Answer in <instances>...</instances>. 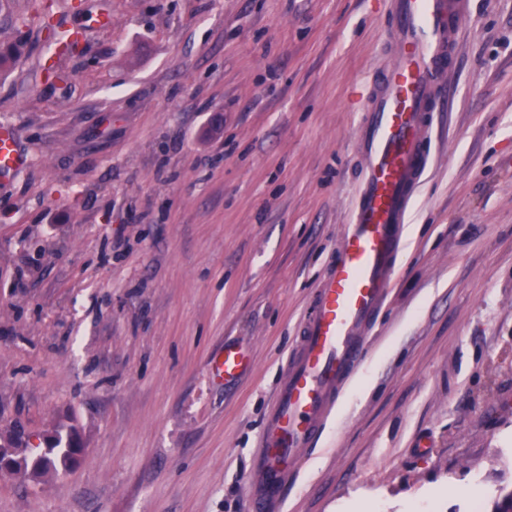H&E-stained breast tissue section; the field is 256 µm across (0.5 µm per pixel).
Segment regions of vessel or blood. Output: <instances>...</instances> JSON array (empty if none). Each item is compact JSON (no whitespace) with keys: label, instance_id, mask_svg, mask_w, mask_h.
<instances>
[{"label":"vessel or blood","instance_id":"b4317fda","mask_svg":"<svg viewBox=\"0 0 512 512\" xmlns=\"http://www.w3.org/2000/svg\"><path fill=\"white\" fill-rule=\"evenodd\" d=\"M387 4L388 62L372 80L355 132L360 172L355 204L268 407L247 481L252 512H282L288 487L358 369L365 337L397 272L403 226L430 163L433 114L452 78L468 0ZM23 163L16 127L1 122L0 176ZM249 365L248 352L230 344L213 358L209 374L228 383Z\"/></svg>","mask_w":512,"mask_h":512}]
</instances>
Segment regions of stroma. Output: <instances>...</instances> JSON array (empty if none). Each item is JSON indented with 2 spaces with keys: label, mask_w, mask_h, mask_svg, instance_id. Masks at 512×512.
<instances>
[{
  "label": "stroma",
  "mask_w": 512,
  "mask_h": 512,
  "mask_svg": "<svg viewBox=\"0 0 512 512\" xmlns=\"http://www.w3.org/2000/svg\"><path fill=\"white\" fill-rule=\"evenodd\" d=\"M35 0L0 122V421L76 467L0 512H248L266 410L359 175L386 0ZM85 39L45 77L49 32ZM431 164L365 357L284 512H492L512 491V0H469ZM248 348L230 383L206 365ZM24 164L19 149V134L13 124L0 123V176L5 177ZM75 427L70 426L67 429L66 441L63 443V436L59 429L54 430L52 436V442L49 446L50 451L48 453V464L42 470V472L49 470H58V465L62 468L67 469L71 464V448H72V436L75 433Z\"/></svg>",
  "instance_id": "stroma-1"
}]
</instances>
